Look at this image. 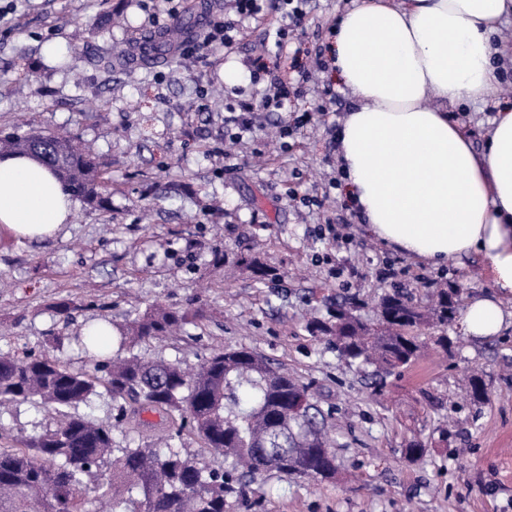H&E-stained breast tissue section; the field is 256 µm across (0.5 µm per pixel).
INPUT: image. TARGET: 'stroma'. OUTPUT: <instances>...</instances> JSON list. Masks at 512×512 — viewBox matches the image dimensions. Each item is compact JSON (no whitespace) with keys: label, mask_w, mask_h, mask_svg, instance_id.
<instances>
[{"label":"stroma","mask_w":512,"mask_h":512,"mask_svg":"<svg viewBox=\"0 0 512 512\" xmlns=\"http://www.w3.org/2000/svg\"><path fill=\"white\" fill-rule=\"evenodd\" d=\"M158 2L0 0V131L67 133L97 156L110 191L102 206L78 201L52 239L0 236V353L43 354L78 370L85 358L74 340L90 323L117 330L156 305L199 309L201 324L139 354L192 369L218 350H255L308 385L336 453L335 481L271 473L249 483L233 512H512V326L476 340L453 322L448 350L429 346L392 375L350 364L307 328L348 301L373 321L378 299L396 289L422 303L440 288L493 292L483 262L425 266L370 237L360 214H344L336 130L356 99L332 68L285 110L259 113L253 134L225 139V102L258 89L250 60L285 70L291 61L264 55L263 24L239 23L224 0L210 7L234 24L233 52L203 47L186 58L174 46L152 68L107 69L154 35ZM350 5L312 0L292 47L330 55ZM49 44L60 50L52 59ZM499 70L496 98L448 108L478 146L496 113L512 108V62ZM321 104L324 121L281 139L283 121ZM305 195L316 205H303ZM343 216L349 238L319 236L326 219ZM243 256L269 270L265 284L238 270ZM388 264L398 276L380 279ZM63 299L75 305L67 319L54 311ZM474 374L489 394L477 406L467 396ZM49 424L40 406L2 408L0 446ZM413 439L426 448L417 461L404 452Z\"/></svg>","instance_id":"stroma-1"}]
</instances>
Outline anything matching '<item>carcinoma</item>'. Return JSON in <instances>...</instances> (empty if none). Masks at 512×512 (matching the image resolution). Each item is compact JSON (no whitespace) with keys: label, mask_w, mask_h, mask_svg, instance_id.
Returning <instances> with one entry per match:
<instances>
[{"label":"carcinoma","mask_w":512,"mask_h":512,"mask_svg":"<svg viewBox=\"0 0 512 512\" xmlns=\"http://www.w3.org/2000/svg\"><path fill=\"white\" fill-rule=\"evenodd\" d=\"M0 149L31 154L49 167L65 191L94 204L106 182L99 163L65 138L43 132L7 133ZM254 281L269 273L242 257ZM459 310L458 290L442 289L429 313L406 294L382 297L377 323L362 322L350 307L336 306L327 331L336 351L352 364L376 365L393 374L417 359L422 343L415 332L436 319L445 324ZM203 314L159 306L123 330L121 352L105 337L82 343L84 368L47 355L24 359L0 355V406L40 404L57 423L35 437L0 448V512H90L93 499L108 498L112 512H227L230 499L246 496L247 480L270 472L320 481L336 478V455L324 434V414L308 386L281 371L255 350L238 348L211 355L195 372L180 363L146 360L134 348L172 334ZM103 387L119 423L141 424L144 412L162 416L180 435L188 430L202 443V456L166 450L123 448L112 457V423L79 412ZM307 398L302 412L292 401ZM277 441L292 455L283 469L265 448ZM222 457L225 467L212 459Z\"/></svg>","instance_id":"1"}]
</instances>
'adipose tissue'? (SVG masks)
Masks as SVG:
<instances>
[{"instance_id": "adipose-tissue-1", "label": "adipose tissue", "mask_w": 512, "mask_h": 512, "mask_svg": "<svg viewBox=\"0 0 512 512\" xmlns=\"http://www.w3.org/2000/svg\"><path fill=\"white\" fill-rule=\"evenodd\" d=\"M512 0H356L338 20L333 64L357 98L337 132L347 194L368 233L438 267L480 255L496 288L461 313L467 336L512 324V109L493 118L483 148L448 116L449 104L496 97L492 34ZM75 202L27 155L0 157V233L53 238Z\"/></svg>"}]
</instances>
